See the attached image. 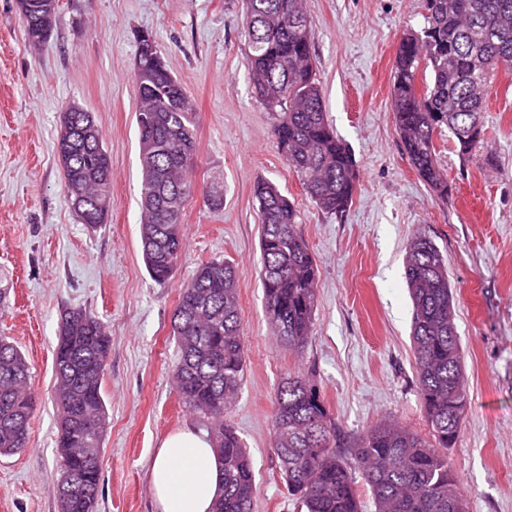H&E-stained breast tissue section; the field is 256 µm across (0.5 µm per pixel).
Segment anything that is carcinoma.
<instances>
[{"instance_id":"1","label":"carcinoma","mask_w":512,"mask_h":512,"mask_svg":"<svg viewBox=\"0 0 512 512\" xmlns=\"http://www.w3.org/2000/svg\"><path fill=\"white\" fill-rule=\"evenodd\" d=\"M28 44L55 15L18 0ZM425 25L405 35L392 65L395 127L422 180L448 197L436 156L435 133L448 134L466 153L480 137L481 118L496 66L512 69V0H425ZM249 78L275 115L273 135L304 189L328 215L343 216L355 194L349 150L328 124L312 62L313 25L303 0H244ZM429 79L418 82L419 70ZM134 78L141 160L140 240L145 264L159 283L172 278L184 239L182 219L197 187L186 177L196 155L194 104L156 44L138 43ZM71 142H56L71 208L86 225L106 223L111 209L112 163L90 112H64ZM260 219L266 318L277 339L300 353L314 320L318 275L298 231L295 205L268 181L253 186ZM404 277L412 301L413 351L419 396L435 444L383 422L352 448L376 512H463V496L448 449L464 422L468 390L457 336L447 259L422 234L409 243ZM178 348L175 378L182 403L206 420L221 470L223 494L213 512H251L255 472L244 444L224 420L241 392L246 357L236 273L213 259L180 286L173 313ZM110 346L105 325L85 309L63 312L54 349L57 448L60 471L72 481L53 491L58 512H98L101 457L107 426L103 376ZM30 366L18 347L0 337V455L24 451L37 401ZM273 451L288 491L304 512H362L354 478L337 454L336 424L319 389L303 374L285 377L276 394Z\"/></svg>"}]
</instances>
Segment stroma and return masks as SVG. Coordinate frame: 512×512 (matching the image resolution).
I'll use <instances>...</instances> for the list:
<instances>
[{"label":"stroma","instance_id":"obj_1","mask_svg":"<svg viewBox=\"0 0 512 512\" xmlns=\"http://www.w3.org/2000/svg\"><path fill=\"white\" fill-rule=\"evenodd\" d=\"M327 121L357 168L343 217L321 212L272 136L275 122L249 79L241 0H59L54 29L30 46L17 0H0V336L32 365L37 409L27 449L0 456V512H58L53 403L60 314L93 313L111 338L103 382L108 424L100 512H157L150 469L163 439L205 430L173 376L171 318L179 287L213 259L237 273L244 384L227 419L243 439L259 491L252 512H300L272 451L274 395L309 374L349 453L380 421L422 438L406 246L431 237L448 259L469 403L448 451L466 512H512V71L497 69L478 143L460 153L437 136L448 196L422 181L395 130L391 68L402 33L424 26V0H305ZM152 34L194 101L198 187L213 177L224 201L185 210V247L164 284L141 252V171L133 82L140 32ZM93 112L112 162V211L89 229L71 210L55 157L60 117ZM273 182L300 215L318 268L312 338L302 354L273 335L259 280L257 180Z\"/></svg>","mask_w":512,"mask_h":512}]
</instances>
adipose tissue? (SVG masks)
Returning <instances> with one entry per match:
<instances>
[{"instance_id":"adipose-tissue-1","label":"adipose tissue","mask_w":512,"mask_h":512,"mask_svg":"<svg viewBox=\"0 0 512 512\" xmlns=\"http://www.w3.org/2000/svg\"><path fill=\"white\" fill-rule=\"evenodd\" d=\"M150 477L159 512H211L222 492L219 460L209 439L189 428L162 441Z\"/></svg>"}]
</instances>
